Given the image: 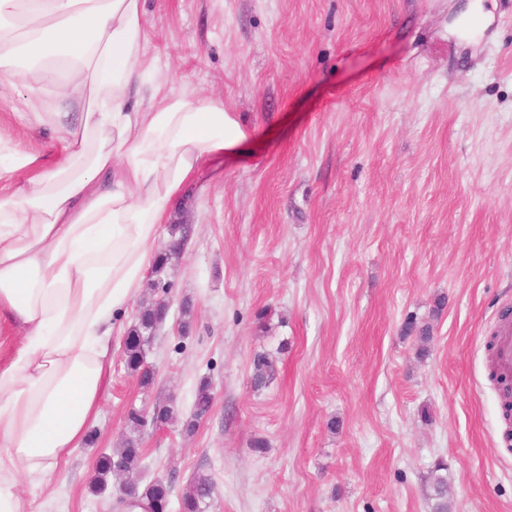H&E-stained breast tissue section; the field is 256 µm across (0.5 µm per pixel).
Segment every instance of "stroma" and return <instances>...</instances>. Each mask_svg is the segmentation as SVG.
I'll list each match as a JSON object with an SVG mask.
<instances>
[{
  "instance_id": "1",
  "label": "stroma",
  "mask_w": 512,
  "mask_h": 512,
  "mask_svg": "<svg viewBox=\"0 0 512 512\" xmlns=\"http://www.w3.org/2000/svg\"><path fill=\"white\" fill-rule=\"evenodd\" d=\"M149 55L223 97L248 158L210 157L173 214L179 259L147 273L112 331L91 442L51 486L19 479L25 512H114L90 493L130 407L146 426L141 485L211 475L213 512H431L445 460L452 512H512V417L488 347L512 309V0H147ZM17 90L0 134L52 155ZM166 297L146 351L122 344ZM429 323V357L404 332ZM279 373L254 389L255 354ZM213 406L183 422L201 380ZM265 438V453L253 438ZM164 303L143 308L136 323L128 330L123 346V365L128 374L137 377L142 388L153 384L154 372L145 363V346L150 344L157 326L167 315Z\"/></svg>"
}]
</instances>
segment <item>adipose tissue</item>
<instances>
[{"label":"adipose tissue","instance_id":"1","mask_svg":"<svg viewBox=\"0 0 512 512\" xmlns=\"http://www.w3.org/2000/svg\"><path fill=\"white\" fill-rule=\"evenodd\" d=\"M146 0H0V75L23 74L46 157L0 136V512L51 483L110 383L113 318L141 288L174 202L251 139L220 96L146 63ZM55 102L46 105V93Z\"/></svg>","mask_w":512,"mask_h":512}]
</instances>
